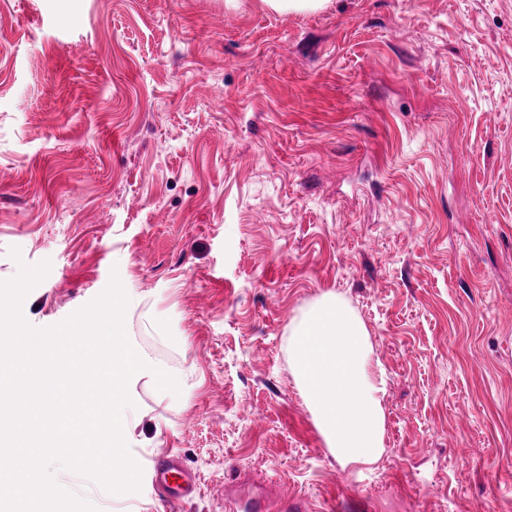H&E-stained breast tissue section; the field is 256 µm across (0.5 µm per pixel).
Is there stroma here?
Instances as JSON below:
<instances>
[{
	"label": "stroma",
	"instance_id": "stroma-1",
	"mask_svg": "<svg viewBox=\"0 0 512 512\" xmlns=\"http://www.w3.org/2000/svg\"><path fill=\"white\" fill-rule=\"evenodd\" d=\"M56 326L133 289L173 376L127 438L190 502L54 469L95 512H512V0H0V282ZM387 378L381 460L341 465L288 367L323 292ZM262 2L273 12L288 14L322 9L328 0H262ZM142 475L165 503L187 502L197 493V475L178 452L150 458L142 467Z\"/></svg>",
	"mask_w": 512,
	"mask_h": 512
}]
</instances>
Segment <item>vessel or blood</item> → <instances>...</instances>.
<instances>
[{
	"label": "vessel or blood",
	"instance_id": "b4317fda",
	"mask_svg": "<svg viewBox=\"0 0 512 512\" xmlns=\"http://www.w3.org/2000/svg\"><path fill=\"white\" fill-rule=\"evenodd\" d=\"M142 475L151 484L154 492L164 502H187L197 493V475L183 456L170 451L150 458L143 467Z\"/></svg>",
	"mask_w": 512,
	"mask_h": 512
}]
</instances>
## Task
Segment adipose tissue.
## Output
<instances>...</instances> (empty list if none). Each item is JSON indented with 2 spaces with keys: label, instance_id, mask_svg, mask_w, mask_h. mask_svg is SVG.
<instances>
[{
  "label": "adipose tissue",
  "instance_id": "obj_1",
  "mask_svg": "<svg viewBox=\"0 0 512 512\" xmlns=\"http://www.w3.org/2000/svg\"><path fill=\"white\" fill-rule=\"evenodd\" d=\"M288 364L337 461L376 464L385 450L386 376L365 325L339 294H321L291 323Z\"/></svg>",
  "mask_w": 512,
  "mask_h": 512
}]
</instances>
